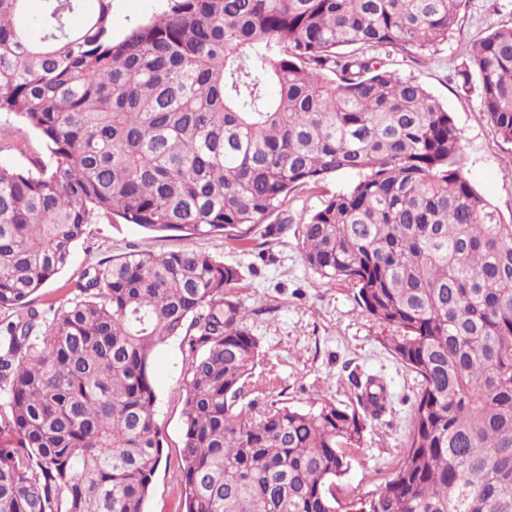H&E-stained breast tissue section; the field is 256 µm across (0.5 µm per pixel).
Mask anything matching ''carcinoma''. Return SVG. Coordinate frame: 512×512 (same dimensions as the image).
<instances>
[{"mask_svg": "<svg viewBox=\"0 0 512 512\" xmlns=\"http://www.w3.org/2000/svg\"><path fill=\"white\" fill-rule=\"evenodd\" d=\"M165 2L115 39L112 0H0V141L41 146L0 166V512H145L153 357L192 328L186 512H512V224L466 178L444 105L365 53L448 41L465 0ZM463 53L512 145V25ZM342 172L299 230L305 262L396 327L387 348L420 378L381 487L342 478L383 380L351 409L249 399L262 345L216 257L134 252L32 306L100 215L245 240Z\"/></svg>", "mask_w": 512, "mask_h": 512, "instance_id": "carcinoma-1", "label": "carcinoma"}]
</instances>
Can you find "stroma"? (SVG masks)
<instances>
[{"mask_svg": "<svg viewBox=\"0 0 512 512\" xmlns=\"http://www.w3.org/2000/svg\"><path fill=\"white\" fill-rule=\"evenodd\" d=\"M163 6L164 0H112L113 36L122 37ZM504 23H512V0H469L453 35L432 52L408 55L383 50L379 56L397 74L416 77L445 105L462 133L466 178L508 223L512 221V145L502 142L482 112L477 80L466 82L461 77L464 45ZM352 180V175L343 173L298 190L286 206L287 230L271 235L261 225L245 242L222 235L186 238L97 219L76 242L69 266L34 295L33 304L41 308L74 297V284L85 270L134 251L161 254L192 248L237 267L241 279L233 293L249 310L247 325L262 344L257 368L271 372L281 399L302 408L316 400L353 406L358 396L354 376L383 378L386 410L368 419L363 445L344 478L350 488H377L390 479L398 463L419 380L384 345L392 327L358 305L352 285L315 275L304 261L298 239V228L308 215ZM191 360L188 340L182 336L169 339L154 356L155 419L163 456L146 512H183L180 450Z\"/></svg>", "mask_w": 512, "mask_h": 512, "instance_id": "stroma-1", "label": "stroma"}]
</instances>
